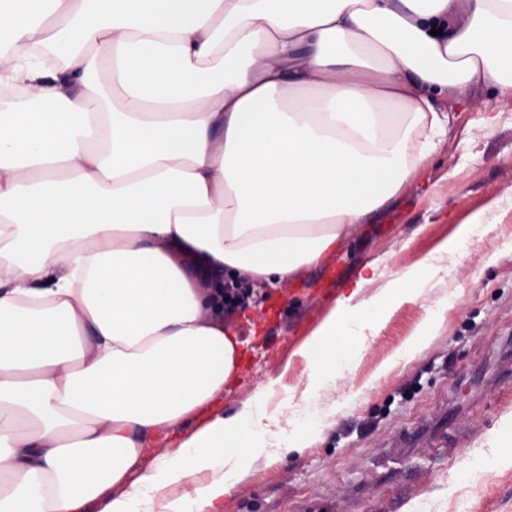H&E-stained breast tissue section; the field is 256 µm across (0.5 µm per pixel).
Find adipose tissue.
Listing matches in <instances>:
<instances>
[{
    "instance_id": "ef3b65f1",
    "label": "adipose tissue",
    "mask_w": 512,
    "mask_h": 512,
    "mask_svg": "<svg viewBox=\"0 0 512 512\" xmlns=\"http://www.w3.org/2000/svg\"><path fill=\"white\" fill-rule=\"evenodd\" d=\"M480 85L512 100V0H0V89L54 106L0 109V512H219L306 448L366 336L490 224L380 289L366 264L284 422L269 385L214 410L241 360L224 286L321 265Z\"/></svg>"
}]
</instances>
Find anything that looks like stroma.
Here are the masks:
<instances>
[{"mask_svg": "<svg viewBox=\"0 0 512 512\" xmlns=\"http://www.w3.org/2000/svg\"><path fill=\"white\" fill-rule=\"evenodd\" d=\"M488 106L502 113L491 131L475 125ZM457 113L411 187L321 267L225 311L244 361L218 411L234 413L271 381L274 404H295L307 381L295 351L361 267L378 262L387 276L417 265L477 212L493 226L464 244L448 277L427 283L368 338L360 363L320 397L332 416L308 447L257 460L225 493L222 512H456L461 501L468 512H512V459L482 478L460 476L498 442H512V102L472 88ZM451 293L430 344L381 373Z\"/></svg>", "mask_w": 512, "mask_h": 512, "instance_id": "obj_1", "label": "stroma"}]
</instances>
